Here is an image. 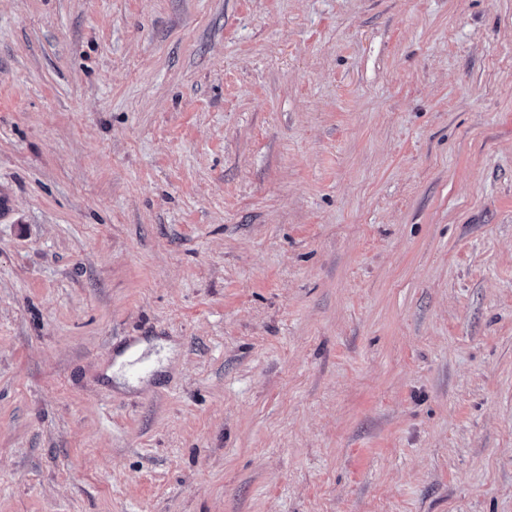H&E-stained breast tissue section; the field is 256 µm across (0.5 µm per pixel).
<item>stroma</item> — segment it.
<instances>
[{"instance_id": "obj_1", "label": "stroma", "mask_w": 512, "mask_h": 512, "mask_svg": "<svg viewBox=\"0 0 512 512\" xmlns=\"http://www.w3.org/2000/svg\"><path fill=\"white\" fill-rule=\"evenodd\" d=\"M0 512H512V0H0Z\"/></svg>"}]
</instances>
